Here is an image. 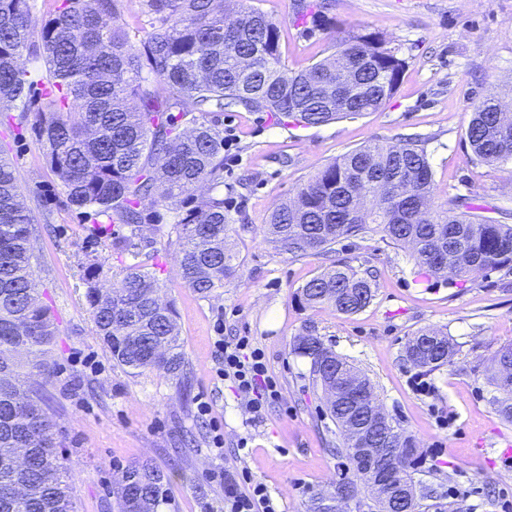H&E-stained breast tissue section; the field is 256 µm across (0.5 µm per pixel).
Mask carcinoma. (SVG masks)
Wrapping results in <instances>:
<instances>
[{
  "label": "carcinoma",
  "instance_id": "cac0c4a2",
  "mask_svg": "<svg viewBox=\"0 0 512 512\" xmlns=\"http://www.w3.org/2000/svg\"><path fill=\"white\" fill-rule=\"evenodd\" d=\"M149 29L134 40L118 24L120 0H56L40 40L31 38L29 0H0V108L32 112L35 135L69 203L90 209L107 224L137 230L148 220L145 202L173 206L197 187L224 184V136L215 118L226 110L278 112L303 126L376 112L395 94L405 60L384 47L377 33L336 39V50L311 67L292 72L280 50V24L246 0H139ZM42 59L29 70L23 55ZM362 81L359 101L336 99L326 80ZM495 92L474 108L466 131L478 163L512 162V112L500 111ZM399 171L405 191L398 217L350 216L352 173L362 200L386 207L381 178ZM435 183L420 140L372 143L325 164L295 196L274 209L266 241L294 257L324 253L352 236L380 233L412 248L417 267L447 283L475 270L512 267V225L471 210L465 196L435 211ZM230 217L224 196L207 194L177 213L181 240L177 275L206 299L237 272L228 241ZM448 240L447 262L432 259L435 229ZM31 217L11 161L0 157V512H75L70 463L59 448V430L40 405L33 386L54 372L47 353L56 327L39 299L32 273ZM122 287L102 291L95 267L86 278V302L94 333L125 373L155 370L170 379L186 376V357L172 302L159 296L155 274L139 263L125 267ZM300 299L350 315L373 299V284L345 262L308 280ZM412 354L414 368L431 373L450 364L455 343ZM294 350L310 359L316 384L336 381L326 373V347L307 326ZM492 397L512 420V379L493 378ZM351 406L328 410L340 431L336 453L352 460L341 418ZM408 469L414 440L400 432ZM170 476L148 461L127 466L112 489L120 512H160L168 505Z\"/></svg>",
  "mask_w": 512,
  "mask_h": 512
}]
</instances>
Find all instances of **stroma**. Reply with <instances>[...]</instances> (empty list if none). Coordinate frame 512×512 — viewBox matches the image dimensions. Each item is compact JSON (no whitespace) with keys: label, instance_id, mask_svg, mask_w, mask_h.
Instances as JSON below:
<instances>
[{"label":"stroma","instance_id":"35a3bbf8","mask_svg":"<svg viewBox=\"0 0 512 512\" xmlns=\"http://www.w3.org/2000/svg\"><path fill=\"white\" fill-rule=\"evenodd\" d=\"M326 23L312 28L295 0H254L281 23L282 58L301 71L333 51L336 38L374 32L406 62L401 83L383 108L315 127L276 112L237 110L218 125L231 145L220 188L239 256L236 276L211 298L185 288L176 275L175 214L152 207L142 225L139 259L155 271L178 311L188 379L154 370L124 373L93 332L84 273L103 266L101 286L121 281L128 254L117 246L129 230L97 224L69 204L46 163L31 119L0 112V155L13 161L31 213L33 270L41 299L55 318L48 359L55 372L41 390L45 411L59 424L71 461L76 512H117L111 494L119 471L148 459L171 476L164 512H225L220 472L264 483L278 512H306L309 499L343 472L337 428L295 354L304 326L317 333L373 384L380 405L415 440L420 462L412 476L422 512H503L512 503V421L491 403L495 353L512 343V269L474 273L448 284L418 275L410 248L359 235L334 252L306 257L265 240L271 211L336 157L374 141L426 139L436 193L434 207L463 195L482 215L512 224V163L474 161L465 140L472 112L494 89L512 98V0H309ZM375 277V296L362 311L342 315L307 307L299 289L334 262ZM225 338L250 337L265 355L280 398L255 418L247 399L214 373L216 324ZM421 329L451 336L453 362L420 375L405 345ZM208 401L201 415L199 401ZM224 437L223 453L211 449Z\"/></svg>","mask_w":512,"mask_h":512}]
</instances>
